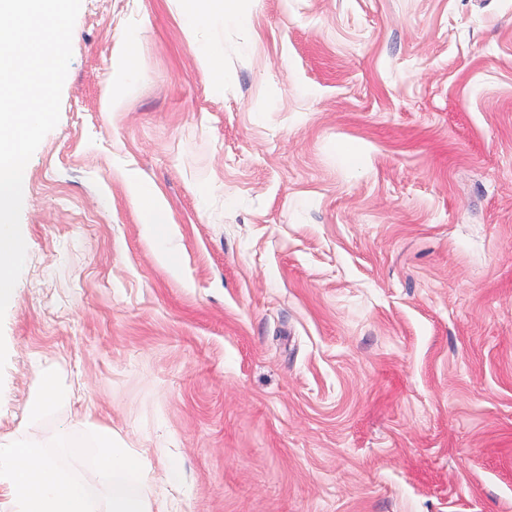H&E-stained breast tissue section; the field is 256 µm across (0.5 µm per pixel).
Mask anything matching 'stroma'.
Listing matches in <instances>:
<instances>
[{
  "instance_id": "1",
  "label": "stroma",
  "mask_w": 512,
  "mask_h": 512,
  "mask_svg": "<svg viewBox=\"0 0 512 512\" xmlns=\"http://www.w3.org/2000/svg\"><path fill=\"white\" fill-rule=\"evenodd\" d=\"M244 7L190 38L183 0H82L24 170L0 446L88 422L168 512H512V0ZM199 61L216 90L224 88V56L221 50L211 43L196 46ZM131 184L139 194L141 198L149 202L148 212V233L149 235L156 241L157 245L160 247L162 251H160V255L164 259H168V256L164 252L163 243L168 237L167 224H169L165 210L153 189L144 186L139 181L132 180Z\"/></svg>"
}]
</instances>
